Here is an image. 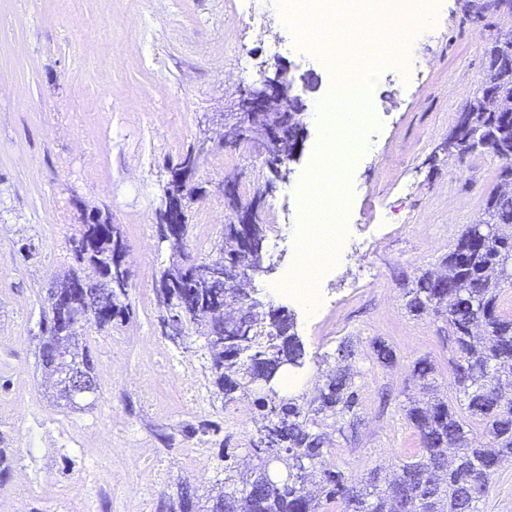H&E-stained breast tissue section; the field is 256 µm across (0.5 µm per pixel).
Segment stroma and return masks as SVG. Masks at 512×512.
<instances>
[{"instance_id": "obj_1", "label": "stroma", "mask_w": 512, "mask_h": 512, "mask_svg": "<svg viewBox=\"0 0 512 512\" xmlns=\"http://www.w3.org/2000/svg\"><path fill=\"white\" fill-rule=\"evenodd\" d=\"M439 2L432 35L409 45L426 61L422 73L381 76L374 85L377 125L366 135L375 149L348 172L346 219L360 252L341 245L313 314L273 294L285 259L243 285L292 314L306 352L297 391H312L321 357L353 342L359 424L347 438L331 432L327 460L359 477L391 470L421 446L403 412L416 392L418 358L433 361L439 392H455L446 322L409 314L403 290L410 275L440 274L442 257L465 225L481 220L499 184L501 162L490 152L458 158L447 147L484 78L487 48L512 34V15L478 18L473 0ZM253 8L266 15L263 29L247 19ZM275 41L281 49L272 58ZM280 65L296 77L293 93L308 110L334 72L351 71L297 47L277 0H0V446L13 451L0 512H165L182 485L206 495L223 484L226 457L247 459L259 419L251 400H242L248 416L230 435L185 432L203 420L223 422L224 402L202 339L183 348L161 334L156 286L172 255L155 214L172 168L210 136L192 181L199 192L188 212L191 254L208 256L237 221L219 190L226 179L236 181L241 204L260 198L266 245L281 230L296 245L297 190L316 164L320 127L307 123L289 174L277 180L262 148L218 141L242 90ZM93 210L124 234L132 314L107 331L86 329L99 389L88 408L71 410L53 400L37 363L40 322L47 288L76 266L69 241ZM378 340L395 350L394 363L377 361ZM187 364L202 386L191 411L167 384ZM62 424L74 443L59 435ZM201 444L207 458L195 467L188 453Z\"/></svg>"}]
</instances>
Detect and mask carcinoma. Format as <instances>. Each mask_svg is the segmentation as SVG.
I'll return each instance as SVG.
<instances>
[{
	"label": "carcinoma",
	"instance_id": "cac0c4a2",
	"mask_svg": "<svg viewBox=\"0 0 512 512\" xmlns=\"http://www.w3.org/2000/svg\"><path fill=\"white\" fill-rule=\"evenodd\" d=\"M487 69L481 87L463 109L467 127L448 137V154L486 149L502 165L498 179L512 178V112L501 105L512 100V39L495 41L486 53ZM196 193L190 178L171 175L165 197L182 199V234H187L188 201ZM485 218L465 227L454 248L443 258L446 275L438 280L427 271L414 277L404 291V306L415 316L433 312L448 322V340L457 403L446 398L424 399L431 389V361L422 357L413 365L418 395L404 406L406 421L418 432L422 448L399 462L389 475L377 469L356 480L343 470L327 466L325 456L329 427L344 434V421L354 427L358 390L343 363L354 356L351 344L337 349L334 362L320 371L321 383L314 393L290 392L260 395L252 381L259 370H277L282 357L301 367L304 351L290 334L291 318L283 310L253 314L249 350L241 355L233 347V329L209 320L212 306L224 300L229 289L219 278L198 279L200 262L184 252L180 260L160 271L156 303L165 315L181 317L183 331L204 339L216 349L210 369L224 407L255 396L254 405L265 422L280 421V447L274 449L288 468L301 471L300 479L267 482L261 472L237 463L224 465V485L233 487L203 506V512H478V503L489 493L500 463L512 461V319L500 313V298L512 264V194L497 192L487 197ZM79 236L85 248L73 253L82 268L56 279L46 289L43 332L52 336H79L85 324L109 328L130 317L125 300L128 291L112 294L105 307L77 325L70 319L52 317L50 300L68 295V304L80 301L67 285L91 280L107 272L116 245L124 242L108 217L94 210L87 214ZM229 260L246 265L250 258L240 250L233 225L224 226V237L208 262ZM44 372L60 379L64 371L80 367L97 377L94 357L87 345L71 343L56 356L39 355ZM482 429L483 441H469L473 427Z\"/></svg>",
	"mask_w": 512,
	"mask_h": 512
}]
</instances>
